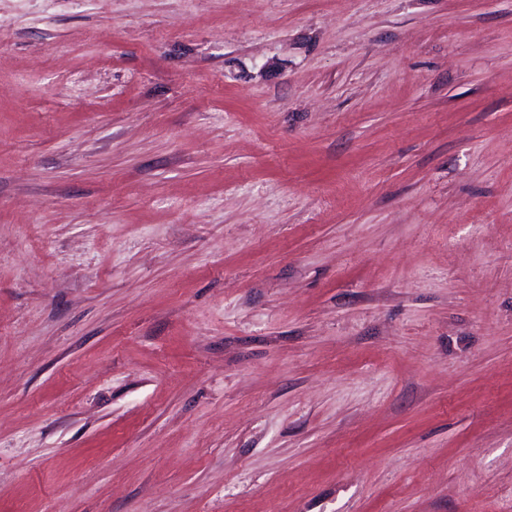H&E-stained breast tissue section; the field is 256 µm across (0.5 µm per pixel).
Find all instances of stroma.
<instances>
[{
  "label": "stroma",
  "mask_w": 512,
  "mask_h": 512,
  "mask_svg": "<svg viewBox=\"0 0 512 512\" xmlns=\"http://www.w3.org/2000/svg\"><path fill=\"white\" fill-rule=\"evenodd\" d=\"M0 512H512V0H0Z\"/></svg>",
  "instance_id": "obj_1"
}]
</instances>
